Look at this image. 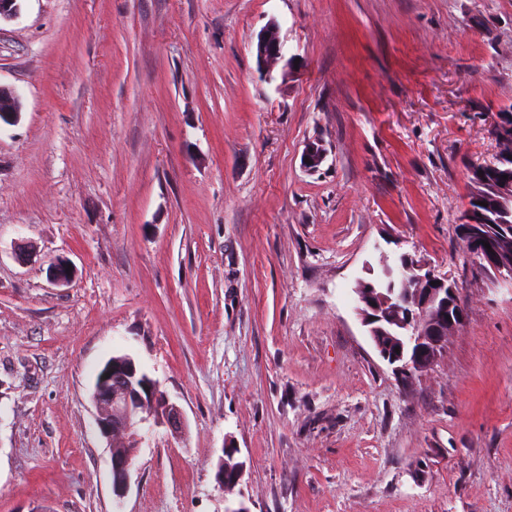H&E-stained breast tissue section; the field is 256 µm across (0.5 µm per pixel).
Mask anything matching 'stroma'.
Returning a JSON list of instances; mask_svg holds the SVG:
<instances>
[{"label":"stroma","instance_id":"stroma-1","mask_svg":"<svg viewBox=\"0 0 512 512\" xmlns=\"http://www.w3.org/2000/svg\"><path fill=\"white\" fill-rule=\"evenodd\" d=\"M272 21L299 64L268 76ZM0 85V512H512V283L458 232L512 0H21ZM404 254L465 312L407 384L354 293ZM116 355L187 422L143 425L121 498L90 398ZM254 54L258 67L267 75H271L274 68L284 61L285 47L280 39L279 26L276 22H270L258 34Z\"/></svg>","mask_w":512,"mask_h":512}]
</instances>
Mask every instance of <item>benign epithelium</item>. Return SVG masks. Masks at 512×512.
<instances>
[{"mask_svg": "<svg viewBox=\"0 0 512 512\" xmlns=\"http://www.w3.org/2000/svg\"><path fill=\"white\" fill-rule=\"evenodd\" d=\"M254 54L258 67L266 74H272L280 63L290 65L285 59V47L279 36V26L270 22L257 36ZM20 98L11 89L0 86V121L15 120L20 116ZM459 233L478 265L493 271L500 277L512 279V262L504 260L495 245L494 236L488 225L483 223L480 212L468 209ZM491 249H486L484 243ZM392 277L389 288L393 289L408 278L421 284L413 296L397 298V309L403 314L398 328L387 332L385 322L377 308L372 306V283L364 284L367 291L356 298V312L379 355L392 367L393 373L402 382L411 381L417 374L430 369L444 352L448 335L456 332L464 322V309L460 303L456 283L441 277L422 263L411 261L402 255L399 263L387 272ZM437 285H431V282ZM439 310L438 322L425 325V314L432 309ZM96 410V421L107 442H112V432L122 430L130 440L138 441L139 431L132 426L133 414L145 402L154 406L151 414L154 422L166 426L172 434L179 435L185 429L182 410L170 402L149 376L138 374L132 358L112 360L104 375L95 382L92 396ZM132 462L128 456L112 457V485L118 496L127 493L130 485Z\"/></svg>", "mask_w": 512, "mask_h": 512, "instance_id": "obj_1", "label": "benign epithelium"}]
</instances>
